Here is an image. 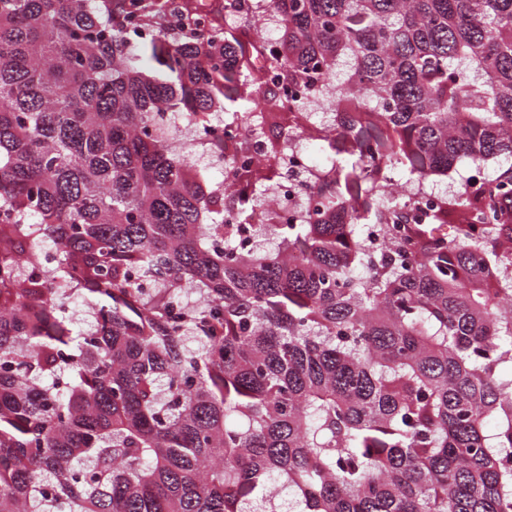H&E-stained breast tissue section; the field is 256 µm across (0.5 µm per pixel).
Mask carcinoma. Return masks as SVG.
<instances>
[{
	"label": "carcinoma",
	"mask_w": 512,
	"mask_h": 512,
	"mask_svg": "<svg viewBox=\"0 0 512 512\" xmlns=\"http://www.w3.org/2000/svg\"><path fill=\"white\" fill-rule=\"evenodd\" d=\"M269 5L274 43L194 0H0V512H512V0ZM163 112L230 145L232 207ZM300 137L325 163L266 224ZM462 159L410 218L394 174ZM458 174L453 173L451 178H438L435 181H429L424 184V188L427 189V191H433L436 193H445L448 194L452 190H454L457 186L458 181L462 176H468L470 173V166L467 163H461L458 165ZM418 193L417 191H413L411 194L412 200L419 201L418 203L421 204L422 202H426L427 200H434L435 199V193ZM418 204V205H419ZM293 189V185L286 181L279 184L272 192V203L275 206L278 224L296 223L298 220V214L289 204L288 198V193H293Z\"/></svg>",
	"instance_id": "obj_1"
}]
</instances>
